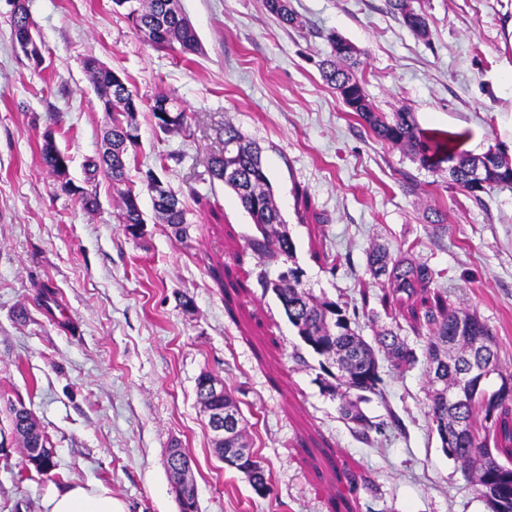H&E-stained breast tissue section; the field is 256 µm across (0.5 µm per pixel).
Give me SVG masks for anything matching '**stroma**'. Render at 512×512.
I'll return each instance as SVG.
<instances>
[{"label": "stroma", "mask_w": 512, "mask_h": 512, "mask_svg": "<svg viewBox=\"0 0 512 512\" xmlns=\"http://www.w3.org/2000/svg\"><path fill=\"white\" fill-rule=\"evenodd\" d=\"M26 4L39 70L16 50L13 4L0 0V512H47L52 493L87 483L110 487L126 512H179L165 466L175 443L191 458L199 512H333L339 496L353 512H488L441 447L422 366L383 368L381 393L364 406L382 433L366 441L342 420L325 358L262 285L279 263L251 250L249 214L206 165L228 123L261 147L292 265L315 295L356 309L362 336L395 327L423 348L404 317L383 310L367 272L373 248L401 251L435 272L449 305L490 328L512 373V187L470 194L378 140L319 70L336 33L359 50L377 111L408 109L459 151L512 157V0H419L424 39L387 0H290L293 27L263 0H181L201 44L189 55L150 45L112 0ZM89 56L138 94L130 182L141 188L158 171L187 210L188 239L152 222L146 194L145 234L126 236L109 180L88 213L42 170L45 131L75 182L101 150L109 119L83 68ZM160 93L185 109L189 132L156 130ZM46 286L72 326L49 318ZM204 372L237 401L268 494L216 452L196 399ZM19 403L55 450L51 473L25 462L10 414Z\"/></svg>", "instance_id": "stroma-1"}]
</instances>
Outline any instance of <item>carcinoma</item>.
I'll return each instance as SVG.
<instances>
[{
	"instance_id": "obj_1",
	"label": "carcinoma",
	"mask_w": 512,
	"mask_h": 512,
	"mask_svg": "<svg viewBox=\"0 0 512 512\" xmlns=\"http://www.w3.org/2000/svg\"><path fill=\"white\" fill-rule=\"evenodd\" d=\"M135 3L138 22L133 24L139 33L150 32L153 46L158 48L179 47L184 54L195 53L199 44L195 30L186 17L171 14V0H132ZM392 10L399 14L403 23L417 36L429 34L426 14L415 9L411 0H388ZM267 10L286 26L296 24V16L288 0H265ZM330 55L320 64L323 79L334 88L345 86L352 90L358 106L353 109L376 137L393 147L408 151L421 165L433 170L448 164L453 184L463 186L474 193L481 190L470 184V174L476 163H481L484 176L481 181L491 188L512 184V166L490 151L481 156L454 153L449 142L429 136L417 125L413 115L398 111L388 116L376 111L368 99L363 80L357 71L361 64L360 52L340 47L342 39L328 35ZM84 69L93 87L104 85L105 76L98 60L89 57ZM170 100L167 95L155 97L150 110L159 132L187 131L188 116L181 112L182 120L171 124L159 123L158 110ZM141 100L129 87L112 89V111L109 131L112 132V157L103 154L90 159L84 165V179L90 193L80 199L88 212L97 210L98 178L103 176L117 189V219L123 230L146 223L139 205V195L128 185L130 152L135 148L136 114ZM211 178L224 182L239 199L251 216L259 236L251 240V248L268 259L293 256L294 245L275 203L272 187L261 159V150L237 128L224 126V148L212 154L207 162ZM155 223L166 224L178 237L186 238V212L174 191H169V205L154 210ZM367 271L375 280H383L380 302L388 307L393 303L410 310L414 320L427 330L424 352L425 377L430 389L432 424L438 431L444 452L457 461L480 495L491 491L496 494L498 512H512V468L501 465L489 444V431L500 426L502 440L511 444L512 425L508 421L509 403H500L494 420H489L485 400L499 398L498 393L487 394L482 388L467 402L448 405L444 392L457 386L462 367L471 363L484 366L491 372L499 370L495 340L490 329L478 317L462 309L448 306L447 297L441 291H431L434 273L401 253L392 254L383 249L370 251ZM288 322L310 349L336 362V394L340 395L342 419L363 439H369L374 428L365 414L362 404L368 395L379 391L382 382L383 362H388L396 372L414 367L419 358L404 338L390 329H383L367 340L352 327L353 319L338 302L316 297L298 279L281 282L275 288ZM14 431L23 447L30 448L38 441H46L42 430L34 424L12 415ZM462 425L467 433L457 439L456 427Z\"/></svg>"
}]
</instances>
